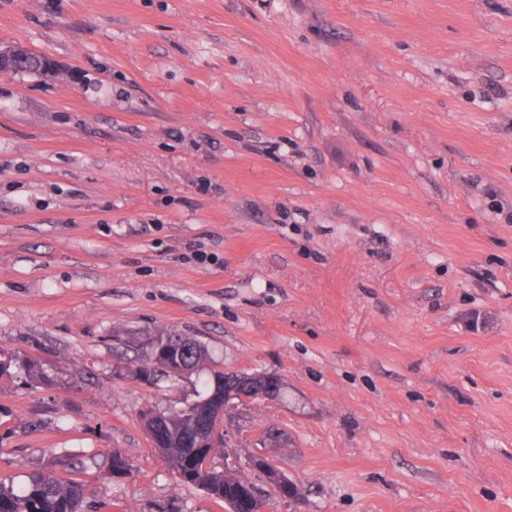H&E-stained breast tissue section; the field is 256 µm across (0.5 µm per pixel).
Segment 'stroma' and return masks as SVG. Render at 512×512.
Here are the masks:
<instances>
[{
    "label": "stroma",
    "instance_id": "obj_1",
    "mask_svg": "<svg viewBox=\"0 0 512 512\" xmlns=\"http://www.w3.org/2000/svg\"><path fill=\"white\" fill-rule=\"evenodd\" d=\"M0 478L224 512L142 409L277 374L266 512H512V0H0ZM205 371L132 376L157 332ZM131 464L109 469L112 450ZM3 55L11 64L14 73H27L37 76H48L54 73L49 58L38 52H34L19 46H1ZM9 64L0 60V75L12 74ZM11 363L15 361V368L19 369V375L16 378L22 379L24 383H29L28 379L37 380L44 384L51 383L53 380L47 375L39 363L35 360L29 359H10ZM16 364L18 367H16ZM256 455L251 467L264 472L267 481L274 486L281 498L292 499V482L279 472L273 460L266 453Z\"/></svg>",
    "mask_w": 512,
    "mask_h": 512
}]
</instances>
